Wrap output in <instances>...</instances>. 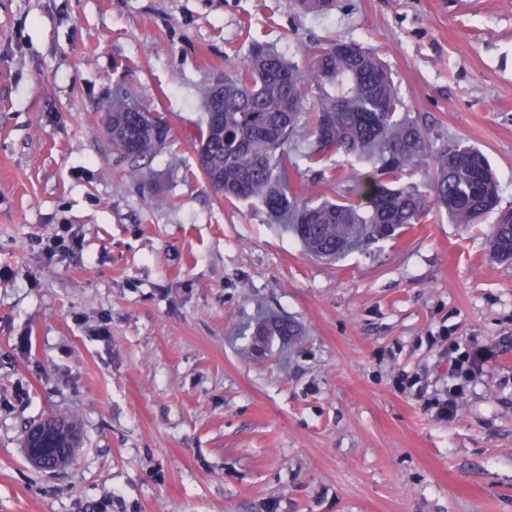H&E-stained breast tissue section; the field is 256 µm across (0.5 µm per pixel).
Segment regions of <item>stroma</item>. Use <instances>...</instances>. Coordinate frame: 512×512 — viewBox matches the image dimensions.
<instances>
[{
    "mask_svg": "<svg viewBox=\"0 0 512 512\" xmlns=\"http://www.w3.org/2000/svg\"><path fill=\"white\" fill-rule=\"evenodd\" d=\"M332 39L377 49L432 151L478 148L512 208V0H0V512H512L492 219L436 210L329 263L195 173L205 87L254 44L304 67ZM119 86L170 127L136 169L103 125ZM305 148L293 188L336 197L349 160L322 178ZM62 224L81 245L46 259ZM263 310L298 335L259 343ZM52 413L81 442L39 470L25 430Z\"/></svg>",
    "mask_w": 512,
    "mask_h": 512,
    "instance_id": "obj_1",
    "label": "stroma"
}]
</instances>
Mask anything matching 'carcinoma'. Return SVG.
I'll return each instance as SVG.
<instances>
[{
    "label": "carcinoma",
    "instance_id": "cac0c4a2",
    "mask_svg": "<svg viewBox=\"0 0 512 512\" xmlns=\"http://www.w3.org/2000/svg\"><path fill=\"white\" fill-rule=\"evenodd\" d=\"M298 9L326 14L334 0H292ZM310 64L302 69L275 50L255 47L245 63L218 76L197 102L204 120L194 138L199 170L218 197L259 201L269 215L290 223L306 251L334 260L354 248L390 237L410 224H423L433 208L454 224H480L496 211L499 185L484 154L461 139H451L431 155L430 131L403 112L390 69L375 49L345 40L307 47ZM309 124L311 147L304 155L317 166L328 153L371 162L343 180L339 200L314 202L288 186L296 167L290 143ZM112 154L135 167L167 145V122L144 111L129 92L107 113ZM433 171L429 191L414 183L397 184L412 168ZM489 255L512 261V211L497 218ZM261 336H288L283 318L261 323ZM51 436V466L58 468L78 447L77 426L59 416Z\"/></svg>",
    "mask_w": 512,
    "mask_h": 512
}]
</instances>
